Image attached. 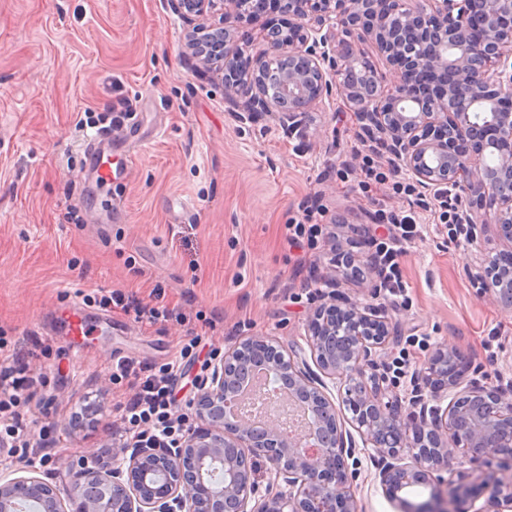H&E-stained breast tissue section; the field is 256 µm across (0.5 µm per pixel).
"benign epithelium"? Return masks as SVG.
<instances>
[{
	"label": "benign epithelium",
	"instance_id": "1",
	"mask_svg": "<svg viewBox=\"0 0 512 512\" xmlns=\"http://www.w3.org/2000/svg\"><path fill=\"white\" fill-rule=\"evenodd\" d=\"M172 3L192 25L197 64L222 73L224 90L245 98L249 111L291 119L336 97L424 193L454 209L470 242L480 241V212L494 209L509 247L486 256L473 280L512 309V0H278L288 22L266 25L249 67L228 46L226 24L255 13V0ZM366 41L400 71L397 85L360 48ZM389 336L376 311L331 297L306 325L312 362L275 339L246 340L210 364L180 447L140 448L105 471L82 460L68 508L42 478L1 474L0 512H358L356 473L345 464L358 447L374 451L382 491L402 512H512V396L468 379L471 363L439 348L422 372L435 405L406 414L402 401L385 398ZM258 364L307 404L317 435L289 438L273 417L260 433L248 417L224 418L225 393ZM327 378L347 382L350 430ZM450 454L491 467L473 511L441 474ZM260 458L271 465L265 486ZM219 462L224 482L216 484ZM416 487L429 490L426 500L405 498Z\"/></svg>",
	"mask_w": 512,
	"mask_h": 512
}]
</instances>
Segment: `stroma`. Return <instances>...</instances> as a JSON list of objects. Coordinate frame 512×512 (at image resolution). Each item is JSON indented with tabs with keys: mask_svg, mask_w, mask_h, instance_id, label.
<instances>
[{
	"mask_svg": "<svg viewBox=\"0 0 512 512\" xmlns=\"http://www.w3.org/2000/svg\"><path fill=\"white\" fill-rule=\"evenodd\" d=\"M186 30L171 0H0V327L33 350L31 366L55 397L36 418L59 441L54 484L64 501L80 457H122L112 406L128 388L109 380L114 353L158 367L198 334V361L177 387L178 400L190 399L205 361L244 340L306 349V324L328 293L376 305L397 327L391 356L404 363L388 396L409 401L413 373L438 347L512 386V309L479 296L470 277L503 244L495 212L483 210L474 247L449 239L438 211L391 184L361 189L371 139L342 101L293 122L248 114L243 98L190 65ZM119 97L136 103L143 144L114 171L111 189L83 194L75 125ZM185 199L193 211L182 212ZM313 202L322 235L288 243L286 225ZM76 204L103 223H72ZM383 211L423 226L403 246V299L380 290L371 270L358 276L341 262L372 254L387 233ZM113 289L181 317L142 324L90 306L84 333L63 327L60 303ZM424 334L430 346L417 347ZM357 469L359 512H396L370 452H360Z\"/></svg>",
	"mask_w": 512,
	"mask_h": 512,
	"instance_id": "stroma-1",
	"label": "stroma"
}]
</instances>
